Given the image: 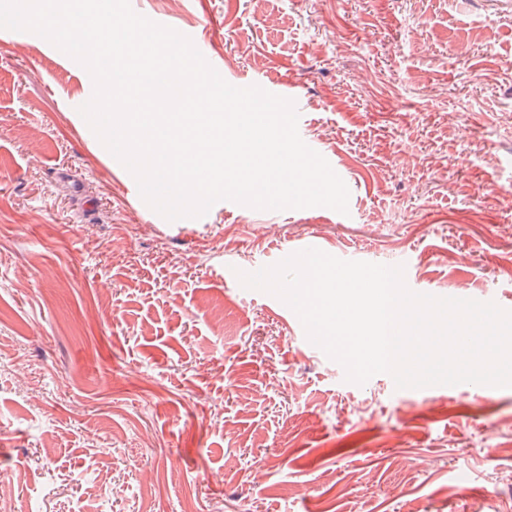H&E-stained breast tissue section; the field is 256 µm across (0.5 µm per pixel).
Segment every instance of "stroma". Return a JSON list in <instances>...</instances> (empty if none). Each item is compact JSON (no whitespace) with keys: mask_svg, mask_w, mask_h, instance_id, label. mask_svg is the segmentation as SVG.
Returning <instances> with one entry per match:
<instances>
[{"mask_svg":"<svg viewBox=\"0 0 512 512\" xmlns=\"http://www.w3.org/2000/svg\"><path fill=\"white\" fill-rule=\"evenodd\" d=\"M299 102L349 212L171 224L0 29V479L12 512H512V388L364 385L232 267L310 244L512 310V0H130ZM155 487L145 497L146 487Z\"/></svg>","mask_w":512,"mask_h":512,"instance_id":"35a3bbf8","label":"stroma"}]
</instances>
